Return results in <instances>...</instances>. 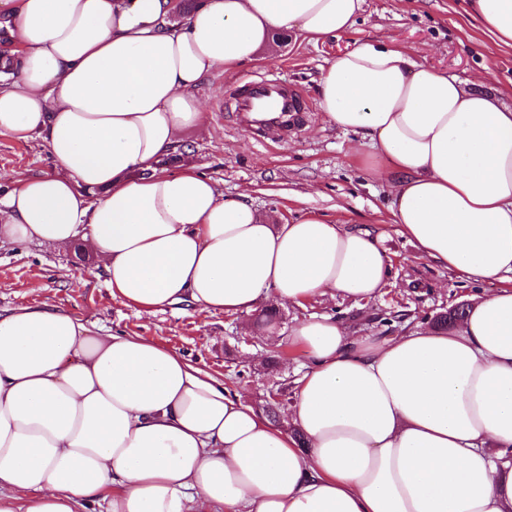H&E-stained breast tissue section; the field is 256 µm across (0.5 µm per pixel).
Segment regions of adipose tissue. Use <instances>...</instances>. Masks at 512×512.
I'll list each match as a JSON object with an SVG mask.
<instances>
[{
  "label": "adipose tissue",
  "mask_w": 512,
  "mask_h": 512,
  "mask_svg": "<svg viewBox=\"0 0 512 512\" xmlns=\"http://www.w3.org/2000/svg\"><path fill=\"white\" fill-rule=\"evenodd\" d=\"M363 0H0V136H41L52 172L0 197V246L90 245L113 297L249 313L374 298L384 232L261 218L193 162L214 71L274 32L351 29ZM512 48V0H466ZM318 106L391 189L390 222L467 280L448 330L357 338L330 315L291 331L308 362L279 420L178 353L95 335L48 305L0 314V512H512V109L394 43L321 71Z\"/></svg>",
  "instance_id": "adipose-tissue-1"
}]
</instances>
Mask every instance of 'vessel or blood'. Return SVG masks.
I'll list each match as a JSON object with an SVG mask.
<instances>
[{"instance_id": "vessel-or-blood-1", "label": "vessel or blood", "mask_w": 512, "mask_h": 512, "mask_svg": "<svg viewBox=\"0 0 512 512\" xmlns=\"http://www.w3.org/2000/svg\"><path fill=\"white\" fill-rule=\"evenodd\" d=\"M297 93L283 87L280 78L268 75L245 81L244 90L237 96L242 116L256 115L266 123L286 126L298 107Z\"/></svg>"}]
</instances>
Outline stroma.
I'll use <instances>...</instances> for the list:
<instances>
[{
	"label": "stroma",
	"instance_id": "stroma-1",
	"mask_svg": "<svg viewBox=\"0 0 512 512\" xmlns=\"http://www.w3.org/2000/svg\"><path fill=\"white\" fill-rule=\"evenodd\" d=\"M403 46L440 70L477 80L479 90L512 107L502 88L512 79V50L488 42L470 23L461 0H364L354 27L322 43L279 31L261 59L230 74L215 72L194 94L209 105L204 126L193 130V162L228 195L248 194L258 212L285 222L311 212L342 223L385 231L391 265L376 298L353 302L316 298L303 305H279L276 318L258 324L257 313H209L181 303L154 315L112 296L104 278L89 276L94 258L83 245L56 248L36 242L0 248V313L17 305L49 304L81 319L93 333L141 336L177 352L192 365L243 391L267 412L272 400L289 406L294 381L307 362L289 339L292 328L313 314H329L353 336L392 337L429 326L436 315L468 303L492 282L460 279L422 258L390 223V192L352 156L353 134L331 125L317 104L322 67L363 39ZM277 73L300 88L304 111L285 128L255 129L235 110L234 91L246 79ZM40 139L18 142L0 136V193L13 178L51 172ZM280 336L281 347L267 345Z\"/></svg>",
	"mask_w": 512,
	"mask_h": 512
}]
</instances>
